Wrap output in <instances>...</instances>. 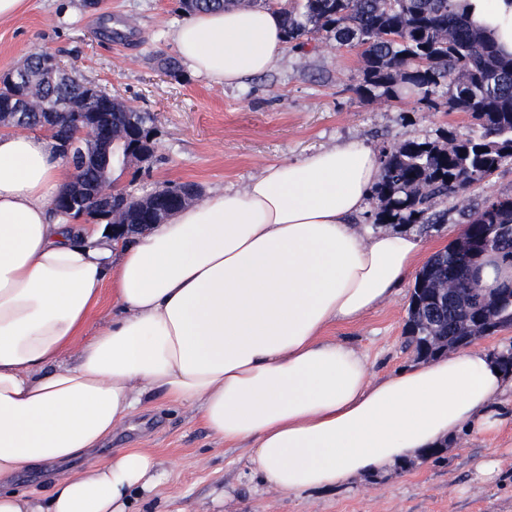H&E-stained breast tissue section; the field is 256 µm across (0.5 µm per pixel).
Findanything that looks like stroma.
<instances>
[{"label": "stroma", "mask_w": 512, "mask_h": 512, "mask_svg": "<svg viewBox=\"0 0 512 512\" xmlns=\"http://www.w3.org/2000/svg\"><path fill=\"white\" fill-rule=\"evenodd\" d=\"M186 16L178 0H29L0 23V73L16 68L35 48L57 53L85 81L158 118L152 164L114 168L113 181L136 192L160 183L192 184L201 195L243 187L268 164L293 160L346 140L374 150L407 139L464 136L463 112H433L415 98L398 101L362 95L357 48L322 37L305 53L286 50L275 67L240 86L196 77L187 68L166 74L171 33ZM437 210L447 221L428 229L409 225L426 254L456 240L462 219L455 199ZM413 280L392 301L353 324L331 326L330 337L350 343L381 378L416 362L405 335ZM111 448H142L162 463L163 477L136 495L131 512H512V416L488 435L449 445L441 460L412 463L384 476L352 480L333 489L287 497L252 479L248 450L212 436L196 406L155 399L139 408L105 447L65 465H50L16 479L15 489L47 494L52 477L104 458ZM481 459L496 461L492 478L479 475Z\"/></svg>", "instance_id": "obj_1"}]
</instances>
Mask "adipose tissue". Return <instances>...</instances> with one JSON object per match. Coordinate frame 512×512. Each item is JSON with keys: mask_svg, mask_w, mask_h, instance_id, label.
Wrapping results in <instances>:
<instances>
[{"mask_svg": "<svg viewBox=\"0 0 512 512\" xmlns=\"http://www.w3.org/2000/svg\"><path fill=\"white\" fill-rule=\"evenodd\" d=\"M471 12L512 51V5L471 0ZM172 43L194 75L227 86L271 70L287 46L281 14L247 6L191 13ZM381 173L368 145L341 142L117 245L104 226L53 214L73 171L50 133L0 131V512H127L161 477L141 448L54 479L47 496L10 481L99 448L149 393L197 404L208 431L249 443L251 473L288 496L497 428L512 377L486 350L378 379L325 335L422 265L414 234L352 223ZM105 286L112 317L93 327Z\"/></svg>", "mask_w": 512, "mask_h": 512, "instance_id": "obj_1", "label": "adipose tissue"}]
</instances>
